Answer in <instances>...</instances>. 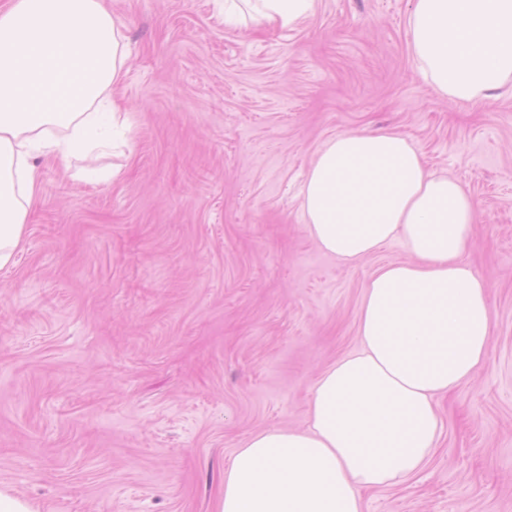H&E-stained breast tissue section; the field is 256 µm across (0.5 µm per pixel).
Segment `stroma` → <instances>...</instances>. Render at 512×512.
<instances>
[{"label":"stroma","mask_w":512,"mask_h":512,"mask_svg":"<svg viewBox=\"0 0 512 512\" xmlns=\"http://www.w3.org/2000/svg\"><path fill=\"white\" fill-rule=\"evenodd\" d=\"M131 60L117 181L40 167L0 270V487L39 512H213L251 433L306 422L316 376L359 347L364 283L306 232L322 143L408 135L473 197L465 259L489 284L487 359L442 402L443 435L363 512H512V81L452 102L417 71L409 0H320L296 28H228L213 0H107Z\"/></svg>","instance_id":"obj_1"}]
</instances>
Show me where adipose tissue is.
I'll return each instance as SVG.
<instances>
[{"instance_id": "adipose-tissue-1", "label": "adipose tissue", "mask_w": 512, "mask_h": 512, "mask_svg": "<svg viewBox=\"0 0 512 512\" xmlns=\"http://www.w3.org/2000/svg\"><path fill=\"white\" fill-rule=\"evenodd\" d=\"M320 0H223L224 21L292 28ZM414 63L466 102L512 79V0H410ZM130 63L106 0H0V270L10 267L41 191L39 159L88 182L120 179L99 153L129 145L114 102ZM304 227L325 254L359 264L394 244L406 262L364 284L357 352L314 381L308 425L250 435L224 470L215 512H363L362 493L402 485L443 434L439 399L484 364L494 314L465 261L477 222L461 183L430 172L405 135L343 132L316 151Z\"/></svg>"}]
</instances>
